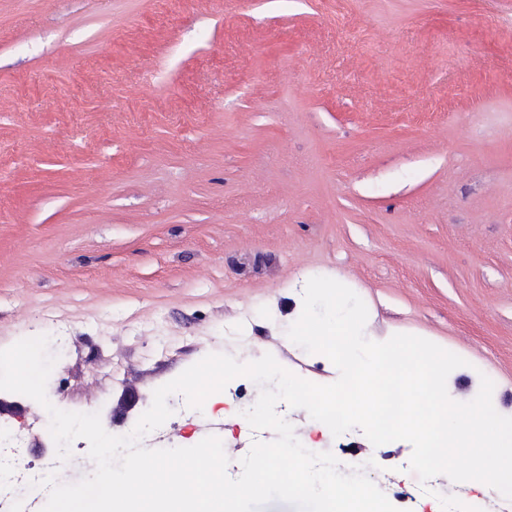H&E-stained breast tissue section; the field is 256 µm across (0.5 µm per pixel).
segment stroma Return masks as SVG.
I'll list each match as a JSON object with an SVG mask.
<instances>
[{
    "mask_svg": "<svg viewBox=\"0 0 512 512\" xmlns=\"http://www.w3.org/2000/svg\"><path fill=\"white\" fill-rule=\"evenodd\" d=\"M315 276L512 417V0H0V350L49 337L52 406L127 429L212 353L332 383L286 338ZM239 390L140 446L213 435L239 477L276 437L234 420ZM349 435L399 512L497 498L423 491L408 442Z\"/></svg>",
    "mask_w": 512,
    "mask_h": 512,
    "instance_id": "obj_1",
    "label": "stroma"
}]
</instances>
